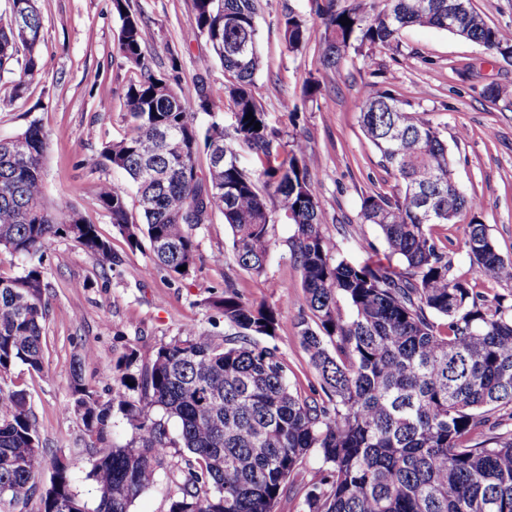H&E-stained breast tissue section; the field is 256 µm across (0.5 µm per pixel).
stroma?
<instances>
[{
  "instance_id": "stroma-1",
  "label": "stroma",
  "mask_w": 512,
  "mask_h": 512,
  "mask_svg": "<svg viewBox=\"0 0 512 512\" xmlns=\"http://www.w3.org/2000/svg\"><path fill=\"white\" fill-rule=\"evenodd\" d=\"M143 20L144 50L154 55V69L169 70L167 50H175L181 70L178 92L195 100L198 80H205L215 101L224 99V69L210 58L206 37L195 28L193 0H130ZM44 38L39 47L41 76L26 98L11 97V76L0 77V138L11 137L39 121L48 137L43 196L47 205L78 207L112 243L122 263L105 272L73 241L59 239L45 261L49 313L45 334V372L17 367L16 383L24 387L35 414L46 460L40 484L51 478L48 458L75 448L83 425L65 413L73 363L84 350L93 357L84 375L95 389L112 382V364L127 347L151 349L177 336L183 326L209 328L215 317L210 298L232 280L238 292L281 312L274 340L288 365L292 389L311 394L317 377L300 341V320L311 319L302 288L301 270L291 255L293 225H275L272 257L261 276L243 271L228 253L231 232L222 214L195 232L201 258L197 272L176 280L152 266L148 251L130 250L99 210L96 188L104 179L123 180L118 171L94 169L103 143L120 139L125 127L126 88L136 72L117 56L114 45L120 20L112 0H39ZM310 0H269L258 19L263 65L252 94L261 104L281 141L300 137L315 159L311 178L324 212L325 233L336 240L353 263H363L365 242L382 246L375 225L361 223L364 196L392 191L396 181L380 165L376 149L365 138L359 112L368 89L390 91L424 110L440 126L448 145L454 177L462 190L482 203L486 224L503 257L512 258V105L491 102L488 85L512 88V58L435 28L408 27L401 33L402 51H371L369 57L348 53L339 69L322 65L323 47L312 42L290 53L284 41V17L308 14ZM315 77L320 91L303 98V85ZM298 108L289 118L285 104ZM454 274L474 292L512 305V281L481 275L463 246V224L433 228Z\"/></svg>"
}]
</instances>
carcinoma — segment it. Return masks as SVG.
<instances>
[{
	"label": "carcinoma",
	"mask_w": 512,
	"mask_h": 512,
	"mask_svg": "<svg viewBox=\"0 0 512 512\" xmlns=\"http://www.w3.org/2000/svg\"><path fill=\"white\" fill-rule=\"evenodd\" d=\"M465 2L456 29L512 58V34ZM451 4L349 0L339 7L311 0L313 17L286 18L285 45L297 52L321 44L331 69L350 49L398 53L406 27L449 31ZM113 5L117 51L140 76L127 86L123 135L103 144L95 166L124 172L135 192L105 181L99 209L130 249L148 248L154 266L182 279L197 270L193 231L217 211L231 230L233 258L256 276L271 257L274 225H294L291 254L313 316L311 324L300 322V340L321 394L293 391L278 348L262 343L277 335L280 313L244 299L227 281L210 302L224 335L187 325L147 353L132 346L101 392L83 374L91 353L75 362L65 412L84 426L86 478L97 491L92 503L74 489L70 452L53 455L48 484L37 481L42 444L29 395L0 385V503L37 495L42 512H130L169 449L184 448L181 465L166 473L174 485L168 512H274L314 450L322 467L305 489L306 512H512V432L475 439L497 428L491 414L512 408V306L488 301L453 274L433 226L464 223L463 246L486 277L512 281V259L498 252L480 221V202L459 189L440 130L391 93H366L359 122L396 188L362 198L361 223L379 228L386 251L354 264L323 231L314 158L301 141L278 140L252 94L263 0H193L195 28L224 67L228 128L224 106L210 98L203 79L191 103L152 71L140 14L130 0ZM344 16L351 24L340 23ZM42 38L38 0H8L0 12V75L17 73L13 99L41 74ZM199 112L209 117L204 127L196 124ZM46 146L36 120L0 139V250L25 261L22 274L0 275V380L19 364L44 371V263L57 239L73 241L104 270L121 264L80 210L44 203ZM239 147L260 166L241 167ZM201 148L210 160L204 177L196 166ZM115 414L139 437L114 445ZM166 417L178 422L177 436Z\"/></svg>",
	"instance_id": "cac0c4a2"
}]
</instances>
